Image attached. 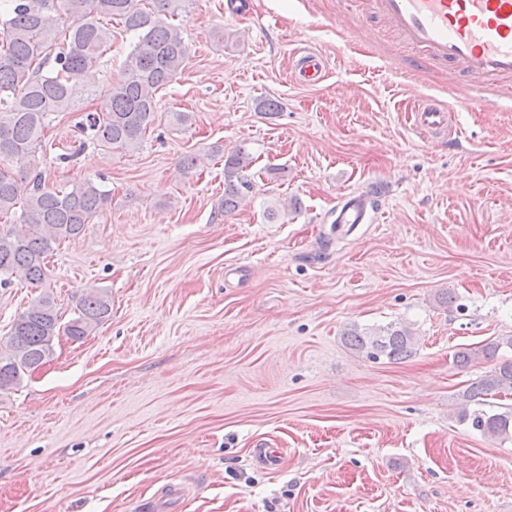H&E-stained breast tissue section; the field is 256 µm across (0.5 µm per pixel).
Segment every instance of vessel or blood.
<instances>
[{"label": "vessel or blood", "instance_id": "b4317fda", "mask_svg": "<svg viewBox=\"0 0 512 512\" xmlns=\"http://www.w3.org/2000/svg\"><path fill=\"white\" fill-rule=\"evenodd\" d=\"M365 18L384 20L399 40L413 51L404 67L414 72L427 64L465 78L471 108L496 99L512 110V0H363ZM294 78L314 86L326 76V61L314 51L296 56ZM416 129L430 136L448 137L447 107L425 100L414 114ZM365 191L343 194L336 207L339 224L375 223L379 210Z\"/></svg>", "mask_w": 512, "mask_h": 512}]
</instances>
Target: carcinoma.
<instances>
[{
	"mask_svg": "<svg viewBox=\"0 0 512 512\" xmlns=\"http://www.w3.org/2000/svg\"><path fill=\"white\" fill-rule=\"evenodd\" d=\"M7 0L0 10V286L24 281L43 292L14 321L7 349L0 350V391L20 386L24 377L53 355L60 334L81 340L111 313L106 293L86 291L62 322L49 291L46 259L62 242L81 235L86 224L103 213L111 193L90 180L46 187L42 173L12 169L33 166L49 116L70 112L89 97L82 75L112 44L103 20H116L137 38L111 82L98 111L87 115L98 145L133 152L158 120L157 91L183 69L188 46L168 22L189 0ZM251 154L237 148L224 160L221 211L236 210L254 188L248 170ZM346 344L369 359L401 363L415 354L414 336L405 326L389 324L374 332L353 326L343 333ZM512 336L498 337L478 349L454 354L461 367L484 358L496 365L458 393V420L490 436H512V407L489 414L487 399L512 391Z\"/></svg>",
	"mask_w": 512,
	"mask_h": 512,
	"instance_id": "obj_1",
	"label": "carcinoma"
}]
</instances>
